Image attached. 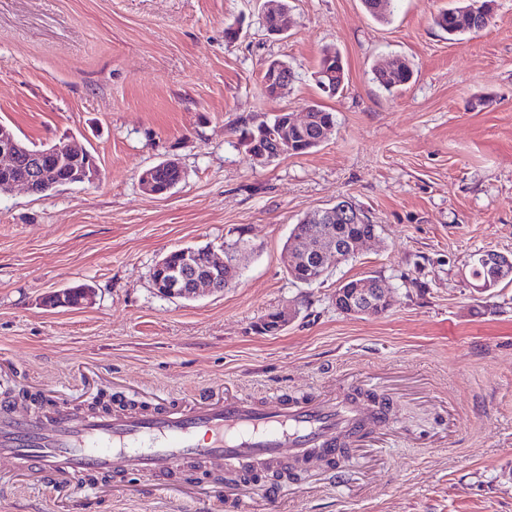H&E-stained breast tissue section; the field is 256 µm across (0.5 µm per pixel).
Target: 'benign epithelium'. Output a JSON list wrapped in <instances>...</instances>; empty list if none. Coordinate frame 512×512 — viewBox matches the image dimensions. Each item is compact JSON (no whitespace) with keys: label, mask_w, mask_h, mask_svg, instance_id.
I'll return each instance as SVG.
<instances>
[{"label":"benign epithelium","mask_w":512,"mask_h":512,"mask_svg":"<svg viewBox=\"0 0 512 512\" xmlns=\"http://www.w3.org/2000/svg\"><path fill=\"white\" fill-rule=\"evenodd\" d=\"M265 91L274 97L288 86L291 73L286 65L278 60L269 62L264 70ZM336 67L331 66L315 73V81L321 90L330 96L337 94ZM310 112L305 110L299 118L293 112L283 111L278 123V136L272 140L275 148L262 139L256 140V148L249 151L253 164L265 166L273 157L288 152V131L299 129L311 122ZM72 168V176L77 181H92L96 177L97 164L95 158L86 150L70 145H56L49 149L34 151L27 148L16 134L5 125L0 124V173L10 178L9 187L21 185L28 192H33L36 184L63 186L58 176L61 165ZM142 190L151 195H163L168 189L162 188L153 178V171H145L139 176ZM361 219L359 208L351 201L341 199L335 205L318 210L313 217V223L322 225L316 232L298 239L299 266L308 269L306 283L319 282L328 269L340 262L347 254L352 253L359 240L351 235L335 232V224H356ZM483 261L490 271V277L482 280L478 286L481 291H487L496 282L498 275L512 267V257L493 250L483 252ZM235 265L227 259L215 256L214 250L199 258L194 250L180 248L166 254L154 268L158 278L153 280L154 288L168 297L190 298L203 290L212 293L224 291V272H233ZM345 299L341 304V312L347 315H367L380 310L391 302L379 283L363 282L353 289L349 297L335 295V299Z\"/></svg>","instance_id":"benign-epithelium-1"}]
</instances>
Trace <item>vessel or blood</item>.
I'll return each instance as SVG.
<instances>
[{
    "label": "vessel or blood",
    "mask_w": 512,
    "mask_h": 512,
    "mask_svg": "<svg viewBox=\"0 0 512 512\" xmlns=\"http://www.w3.org/2000/svg\"><path fill=\"white\" fill-rule=\"evenodd\" d=\"M388 420L354 392L258 401L226 390L187 404L160 395L146 408L83 409L53 399L38 416L8 402L0 403V461H11L12 477L33 485L108 491L128 472L166 487L182 461L219 459L240 476L224 488L231 496L289 464L317 459L343 469L350 463L344 447Z\"/></svg>",
    "instance_id": "obj_1"
}]
</instances>
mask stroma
<instances>
[{
  "label": "stroma",
  "mask_w": 512,
  "mask_h": 512,
  "mask_svg": "<svg viewBox=\"0 0 512 512\" xmlns=\"http://www.w3.org/2000/svg\"><path fill=\"white\" fill-rule=\"evenodd\" d=\"M450 3L393 0L382 23L362 0H288L277 37L261 0H0V123L30 145L77 143L98 167L90 183L0 194V401L366 389L394 411L374 445L275 495L256 482L253 512H512V282L480 292L471 274L474 254L512 255V0L456 39L433 22ZM327 47L348 74L333 98L314 78ZM272 59L294 73L276 97L262 91ZM396 59L414 76L388 91L374 73ZM311 105L333 113L331 138L252 166L241 130ZM168 159L181 182L145 194L139 174ZM342 198L375 238L323 281H294V225ZM240 236L233 287H153L170 251ZM370 276L391 309L338 311V285ZM79 285L88 300L48 307ZM281 310L284 329L259 333ZM223 472L182 467L170 491L129 474L106 496L17 481L0 512H227Z\"/></svg>",
  "instance_id": "stroma-1"
}]
</instances>
